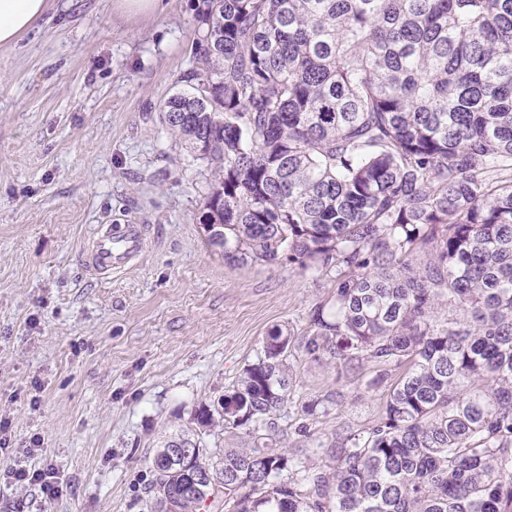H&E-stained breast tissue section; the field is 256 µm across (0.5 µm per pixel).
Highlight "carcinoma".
Masks as SVG:
<instances>
[{"label": "carcinoma", "instance_id": "1", "mask_svg": "<svg viewBox=\"0 0 512 512\" xmlns=\"http://www.w3.org/2000/svg\"><path fill=\"white\" fill-rule=\"evenodd\" d=\"M191 55L160 112L208 245L336 285L155 448L150 512H512V0H198ZM298 352L390 383L375 424L275 447L340 406ZM218 422L253 447L211 461ZM297 371L296 390L305 399L336 390V369L299 353L291 361Z\"/></svg>", "mask_w": 512, "mask_h": 512}]
</instances>
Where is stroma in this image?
Here are the masks:
<instances>
[{"label":"stroma","mask_w":512,"mask_h":512,"mask_svg":"<svg viewBox=\"0 0 512 512\" xmlns=\"http://www.w3.org/2000/svg\"><path fill=\"white\" fill-rule=\"evenodd\" d=\"M195 2L125 16L112 0H51L0 46V512H147L162 436L216 404L268 330L306 331L334 291L294 266L229 265L205 242L210 172L158 111L191 66ZM111 224L143 225L148 248L89 275L80 251ZM293 364L301 396L337 388L333 366ZM342 390L308 434L281 416L283 447L378 419L382 391ZM41 460L61 477L52 500L2 473Z\"/></svg>","instance_id":"obj_1"}]
</instances>
